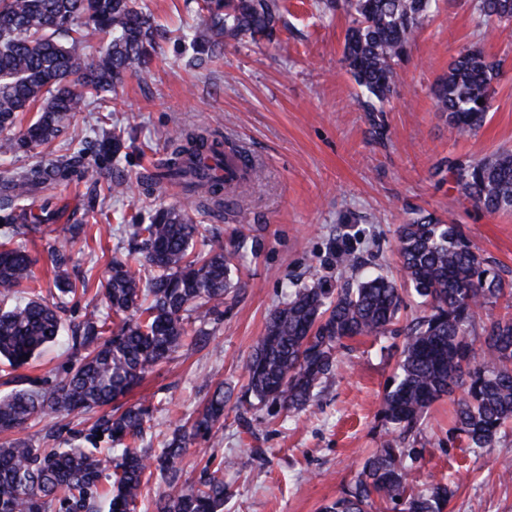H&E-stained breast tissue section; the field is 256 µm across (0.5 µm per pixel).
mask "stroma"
<instances>
[{
  "mask_svg": "<svg viewBox=\"0 0 512 512\" xmlns=\"http://www.w3.org/2000/svg\"><path fill=\"white\" fill-rule=\"evenodd\" d=\"M140 2L170 30L149 73L127 72L115 92L65 122L49 146L0 164L1 187L13 172L92 146L118 128L124 132L118 166L128 190L114 196L77 174L34 187L27 199L45 208L40 232H26L20 208L0 209V242L28 252L47 298L57 294L50 248L65 245L72 277L89 281L87 293L67 306L70 322L102 309L98 291L112 257L128 256L135 225L147 223L158 207L185 208L225 249L237 250L240 283L225 295L224 316L207 346L184 347L127 397L157 405L144 447H157L196 415L206 383L241 390L245 362L290 285L335 279L344 250L353 251L364 270L398 277L396 228L413 213L460 225L512 277V212L490 214L463 201L452 174L441 168L448 158L468 162L512 149V25L486 34L474 0H439L397 67V92L385 111L366 112L343 59L348 20L321 15L320 0H286L278 46L228 40L201 69L189 66L190 54L179 42L198 21L193 6L187 0ZM471 45L504 66L493 82L488 122L461 137L437 112L431 89ZM196 127L242 146L261 168L238 214L200 212L175 183L146 184L170 137ZM72 224L86 225V238L70 240ZM402 293L396 334L345 340L333 375L302 413L286 419L253 409L244 414L252 421L247 427L235 402H228L211 454L224 475V512H321L354 484L388 436L383 397L406 327L421 313L412 288ZM452 426L453 403L444 397L414 434L422 456L408 469L410 487L418 491L446 479L452 490L446 512H512V427L493 447L474 450ZM254 448L265 456L252 464ZM211 455L191 447L184 478H195Z\"/></svg>",
  "mask_w": 512,
  "mask_h": 512,
  "instance_id": "stroma-1",
  "label": "stroma"
}]
</instances>
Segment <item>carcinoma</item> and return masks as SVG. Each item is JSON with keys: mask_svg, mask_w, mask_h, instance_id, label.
Masks as SVG:
<instances>
[{"mask_svg": "<svg viewBox=\"0 0 512 512\" xmlns=\"http://www.w3.org/2000/svg\"><path fill=\"white\" fill-rule=\"evenodd\" d=\"M438 0H325L328 11L349 18L344 61L366 112H382L396 93L397 66ZM480 24L497 29L512 24V0H476ZM200 23L182 35L202 64L224 47V39L276 40L281 0H197ZM106 43L92 59L82 52L89 36ZM167 29L138 0H0V159L50 144L63 123L117 83L130 69L145 70ZM502 62L483 49L460 50L433 88L441 115L461 135L475 133L492 108V83ZM38 107L39 115L14 133L19 115ZM166 163L150 183L170 182L204 194V204L236 207L250 176L228 181L215 172L226 160L224 141L205 130L177 132ZM80 148L65 162L23 171L11 182L9 204L31 187L65 179L74 165L109 193L127 188L125 177L98 164L84 163ZM448 171L466 200L490 213L512 211V151L499 149L468 163L448 160ZM186 211L156 210L137 224L134 252L153 269L147 281L127 262L114 258L102 292L106 316L93 313L65 323L67 299L76 293L63 248H54L58 295L50 302L35 285L32 260L20 247L0 243V296H25L0 309V359L15 370L65 337L77 364L52 384H33L0 397V434L70 418L77 427L63 438L46 424L54 441L38 448L24 438L0 443V512H137L154 473L167 489L153 512H224L225 486L219 471L203 468L180 481L188 447L216 438L231 391L218 383L190 426L176 428L156 454L139 448L151 429L154 406L138 402L105 407L124 398L187 341L204 344L201 327L189 336L186 319L205 324L223 315L224 295L235 287V254ZM403 279L419 298L422 315L407 327L395 387L385 394L383 414L390 436L365 462L354 486L323 512H370L374 500L395 512H444L451 491L437 481L408 491L407 460L416 449L407 440L428 408L463 389L456 403L455 431L471 448H491L512 422V280L471 243L456 224L420 212L397 228ZM208 248L195 251L198 242ZM336 283L318 278L295 290L268 319L265 333L246 362L247 383L239 402L251 408L277 407L292 417L305 409L334 371L344 338L381 337L390 332L402 303L389 278L358 279V257L339 256ZM504 302L506 313L481 327V353L469 336L483 311ZM119 323L112 327L107 318ZM102 438H97V433ZM112 451V474L104 476L105 452ZM109 489L101 487V480Z\"/></svg>", "mask_w": 512, "mask_h": 512, "instance_id": "cac0c4a2", "label": "carcinoma"}]
</instances>
